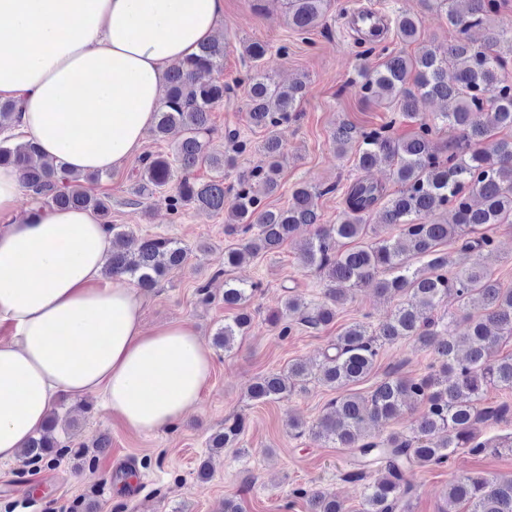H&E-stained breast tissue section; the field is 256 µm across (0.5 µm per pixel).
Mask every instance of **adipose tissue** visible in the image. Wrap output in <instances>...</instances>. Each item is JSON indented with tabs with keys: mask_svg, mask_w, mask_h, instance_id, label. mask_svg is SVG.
I'll list each match as a JSON object with an SVG mask.
<instances>
[{
	"mask_svg": "<svg viewBox=\"0 0 512 512\" xmlns=\"http://www.w3.org/2000/svg\"><path fill=\"white\" fill-rule=\"evenodd\" d=\"M224 0H0V100L18 101L40 157L107 172L141 146L172 67L213 39ZM0 165V461L18 457L57 393H97L137 432L201 400L211 351L188 323L145 331L143 298L102 277L110 238L90 210L31 206Z\"/></svg>",
	"mask_w": 512,
	"mask_h": 512,
	"instance_id": "1",
	"label": "adipose tissue"
}]
</instances>
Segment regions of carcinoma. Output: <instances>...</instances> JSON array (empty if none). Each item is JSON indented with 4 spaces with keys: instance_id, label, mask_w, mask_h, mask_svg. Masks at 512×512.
<instances>
[{
    "instance_id": "obj_1",
    "label": "carcinoma",
    "mask_w": 512,
    "mask_h": 512,
    "mask_svg": "<svg viewBox=\"0 0 512 512\" xmlns=\"http://www.w3.org/2000/svg\"><path fill=\"white\" fill-rule=\"evenodd\" d=\"M445 9L456 37L448 49L438 54L421 48L414 55L388 52L375 69L361 68L359 78L365 96L393 111L394 117L379 128L358 129L340 122L332 132L336 156L356 145L355 164L368 170L387 160L398 185L387 193L382 185L366 178L352 182L345 193V209L335 224L321 223L317 199L336 192V185L314 187L300 184L291 193L287 207L271 209L262 196L274 194L285 158L277 128L297 118L296 105L303 83L284 91L265 73L262 60L266 44H243L242 56L250 63L247 83L248 124L267 132L261 151L267 165L239 175L237 185H224V170L236 166V155L247 149L239 140L238 129L227 138L234 142V154L211 149V114L224 105L234 88L215 80L204 81L202 74L224 65V43L214 39L200 52L175 66L168 79L162 107L154 131L164 137L180 128L183 137L171 155L158 153L141 160L138 195L151 197L175 184L169 206L194 205L217 213L224 212L226 231L241 236V243L224 250V270L234 268L260 253L279 249L302 225L314 227L311 238L298 256L303 269L322 272L331 282L325 301L310 307L296 295L287 296L274 317L275 323L297 318L318 329L330 325L357 288L375 286L381 293L399 296L402 301L391 317L373 328L353 322L340 331L333 352L319 363L296 360L285 372H271L256 379L250 398L278 401L311 380L341 389L357 383L374 370L381 349L409 340L434 357L432 371L420 378L390 374L370 395H339L330 402V411L308 426L299 419L289 422L296 435L309 434L314 440L336 448H352L361 467L348 473L363 482L361 512H401L415 485V469L441 465L459 448L472 453L497 452L512 448L506 439H480L477 424L496 419L504 410L478 408L490 387L512 390V356L490 361L489 350L504 339H512V289L491 279L480 263L485 252L495 248V239L486 228L512 224V138L493 139V132L512 130V81L502 70L512 55V28L491 26L497 12L496 0H431ZM288 24L299 32L326 26L330 0H285ZM489 27L487 42L475 44L471 29ZM397 34L404 42L420 36V21L403 15L397 19ZM452 103L448 112L419 116L421 99ZM17 103L0 100V130L13 125ZM486 120L477 122L474 115ZM411 120L413 129L404 136L393 131L396 118ZM448 128L454 138L439 148L434 136ZM36 146L27 142L12 146L0 141V165L12 164L22 174V183L33 202L61 209H91L112 235V258L105 276L125 275L139 288L150 290L167 273L183 266L188 249L181 243L161 237L141 239L133 252L125 249L126 232L109 220L110 204L84 188L83 182L98 181L99 174L55 171L47 163L35 161ZM201 165L214 176L199 182L193 172ZM452 212V223L434 216ZM399 227L401 238L380 234L386 226ZM371 239L344 251V240ZM462 240V259L448 272V254L440 246ZM421 260L410 262L407 254ZM389 270L390 278L379 273ZM260 289L256 283L225 282L224 305L238 309L232 321L214 334L216 347L229 352L237 337H243L252 324L248 310ZM454 296L469 320L468 332L457 335L450 329L452 318L434 315L440 304ZM424 406L422 419L413 436L392 432L380 434V426L403 408ZM57 416L31 438L22 450L29 464L72 455L82 459L84 450L72 449L67 441L53 436ZM246 422L242 416L224 421V428L210 437L209 448L218 453L240 444ZM311 512H343L336 498L321 490L307 494ZM446 512H512V478L498 480L481 473L453 479L446 493Z\"/></svg>"
}]
</instances>
